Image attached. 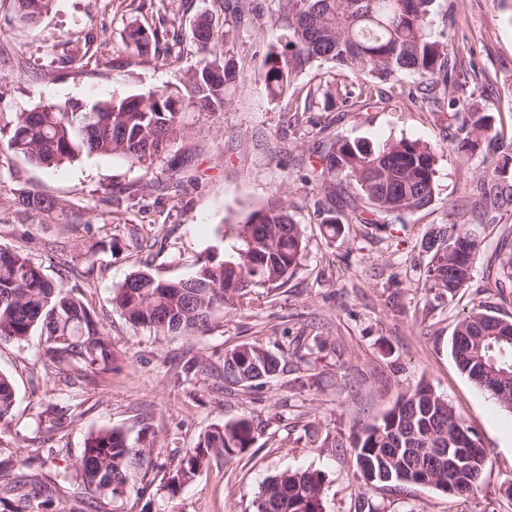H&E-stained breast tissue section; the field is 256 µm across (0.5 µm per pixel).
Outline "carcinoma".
Wrapping results in <instances>:
<instances>
[{"label":"carcinoma","instance_id":"cac0c4a2","mask_svg":"<svg viewBox=\"0 0 512 512\" xmlns=\"http://www.w3.org/2000/svg\"><path fill=\"white\" fill-rule=\"evenodd\" d=\"M53 0H12L17 21L38 23ZM212 7L196 15L192 30L205 33L194 41L197 58L182 83L157 93L99 100L91 105L45 103L14 113L0 127V151L56 169L82 155L120 156L148 176L164 163L169 147L184 141L183 116L188 112H222L236 89L247 80L240 70L236 44L250 16H259L251 0H210ZM435 0H278L272 18L281 31L280 44L269 46L261 88L272 100L288 95L296 79L315 64H328L386 83L401 75L418 78L408 99L418 107L447 102L459 118L452 144L474 153L498 138L492 116L460 105L451 89L460 75L451 64L453 46L444 33L433 31ZM223 14L218 21L217 14ZM155 30L129 23L123 46L136 57H160ZM333 97L330 81L309 88L296 110L314 112L320 99ZM440 148L420 139L402 138L374 147L362 140H338L322 151L308 181L323 194L328 207L323 224L330 236L341 232L336 218V190H356L363 199L356 220L375 224L381 214L426 209L434 199ZM490 189L480 185L485 203L501 207L512 202L505 170L488 174ZM20 212L42 216L66 213L64 201L37 191L19 193ZM306 249L302 226L290 214L287 200L276 190L236 228L224 259L201 265L186 281H162L146 271L131 274L113 291L112 302L127 320L156 334L197 335L207 332L218 307L232 308L242 296L269 292L288 282L301 265ZM431 254L429 288L451 297L468 286L478 260L472 234L439 227L427 242ZM496 284H512V247H501ZM39 334L49 361L78 373L107 364L112 343L83 303L62 285L49 280L27 254L0 248V341L22 343ZM512 320L501 318L480 301L456 324L452 353L460 370L505 409L512 411ZM282 355L254 343L236 346L224 356L221 375L230 385L258 388L284 372ZM15 402L12 380L0 373V431L10 427ZM468 438H462V432ZM254 426L246 417L212 425L193 448L163 476L161 490L173 500L193 482L213 456L230 461L252 447ZM476 435L462 416L432 387L410 386L380 421L352 433L360 479L370 488L412 484L450 496L474 493L479 482L472 471L485 470L482 449L469 446ZM433 448L468 453V469L448 471V462ZM144 439L131 442L121 430L91 435L71 464V476L84 490L89 512L122 497L141 472L158 469ZM326 476L319 470H285L267 477L255 500V512H324ZM25 488L7 512H42L51 489L22 468L0 463V493Z\"/></svg>","mask_w":512,"mask_h":512}]
</instances>
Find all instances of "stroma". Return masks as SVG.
<instances>
[{
    "mask_svg": "<svg viewBox=\"0 0 512 512\" xmlns=\"http://www.w3.org/2000/svg\"><path fill=\"white\" fill-rule=\"evenodd\" d=\"M260 16L241 33L237 59L248 75L224 111L188 115V137L168 153L163 194L139 191L140 172L118 156H80L46 169L0 153V246L22 251L45 274L73 290L112 341V365L72 372L46 364L36 340L0 342V370L15 384L11 428L0 433V459H27L53 489L44 512H81L70 465L87 437L103 428L145 433L158 462L195 447L211 424L250 417L251 448L227 461L212 458L175 502L159 490L162 471L142 481L105 512H253L262 481L287 469L325 473V512H512V412L461 373L451 353L456 322L473 301L512 318V288L495 286L501 240L512 207L478 206L482 171L512 169V0H438L445 34L465 78L461 100L492 115L500 139L467 154L448 150L454 123L447 108H415L412 76L373 89L371 99L297 111L306 89L334 80L359 89L365 75L315 67L295 84V98L266 97L257 76L279 32L277 0H258ZM208 0H172L156 13L150 0H54L34 27L17 22L0 0V126L13 113L45 102L92 104L163 90L194 63L192 21ZM156 28L160 48L178 45L179 59L161 64L124 52L125 26ZM339 138L381 146L401 138L444 145L434 200L425 210L385 217L384 228L358 223L344 195L336 197L342 232L329 237L320 194L305 176L321 150ZM284 192L306 238L301 267L282 288L213 314L196 336H158L132 326L112 293L137 271L164 280L193 277L202 262L224 257L232 227ZM63 200L75 212L88 201V222L18 213L20 191ZM475 233L479 259L455 298L429 292L427 234L437 225ZM94 252V262L85 253ZM256 343L291 368L263 387L222 385L227 350ZM203 356L207 372L186 379L183 365ZM426 381L475 432L489 465L479 490L451 497L418 485L370 489L358 479L350 446L354 429L373 423L405 392ZM61 419L45 432L43 423Z\"/></svg>",
    "mask_w": 512,
    "mask_h": 512,
    "instance_id": "obj_1",
    "label": "stroma"
}]
</instances>
